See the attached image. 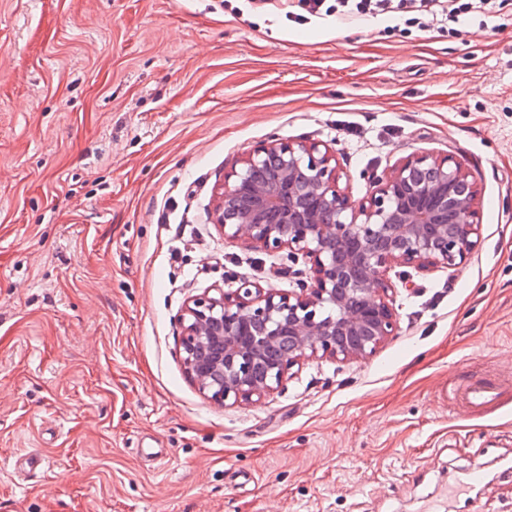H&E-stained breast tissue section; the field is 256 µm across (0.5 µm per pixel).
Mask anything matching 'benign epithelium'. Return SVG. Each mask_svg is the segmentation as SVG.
I'll return each instance as SVG.
<instances>
[{"mask_svg":"<svg viewBox=\"0 0 512 512\" xmlns=\"http://www.w3.org/2000/svg\"><path fill=\"white\" fill-rule=\"evenodd\" d=\"M318 141L259 144L216 188L212 223L231 242L302 256L299 291L243 280L181 314L183 366L210 399L250 403L313 357L366 359L396 335L397 267L458 270L480 243L481 189L450 154L421 152L356 200Z\"/></svg>","mask_w":512,"mask_h":512,"instance_id":"1","label":"benign epithelium"}]
</instances>
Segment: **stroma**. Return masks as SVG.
Returning a JSON list of instances; mask_svg holds the SVG:
<instances>
[{
    "mask_svg": "<svg viewBox=\"0 0 512 512\" xmlns=\"http://www.w3.org/2000/svg\"><path fill=\"white\" fill-rule=\"evenodd\" d=\"M287 10L0 0V512H512V0L452 33ZM272 139L331 147L357 199L453 155L482 239L410 270L369 359L225 406L187 378L179 315L244 279L298 290L304 260L209 219ZM484 375L501 402L458 404ZM476 460L490 492L456 498Z\"/></svg>",
    "mask_w": 512,
    "mask_h": 512,
    "instance_id": "1",
    "label": "stroma"
}]
</instances>
